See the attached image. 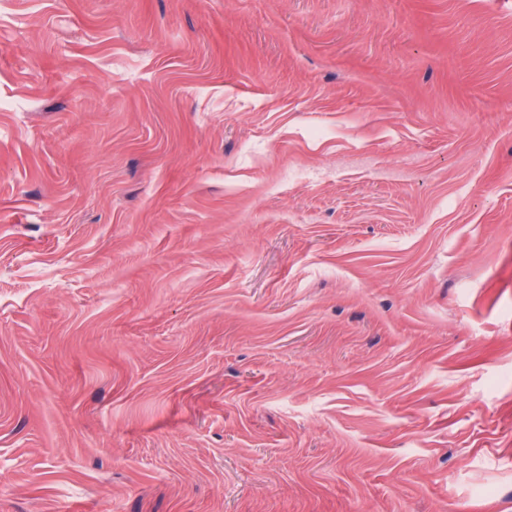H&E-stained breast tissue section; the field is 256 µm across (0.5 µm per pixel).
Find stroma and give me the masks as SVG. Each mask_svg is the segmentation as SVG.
<instances>
[{
	"instance_id": "35a3bbf8",
	"label": "stroma",
	"mask_w": 512,
	"mask_h": 512,
	"mask_svg": "<svg viewBox=\"0 0 512 512\" xmlns=\"http://www.w3.org/2000/svg\"><path fill=\"white\" fill-rule=\"evenodd\" d=\"M0 512H512V0H0Z\"/></svg>"
}]
</instances>
